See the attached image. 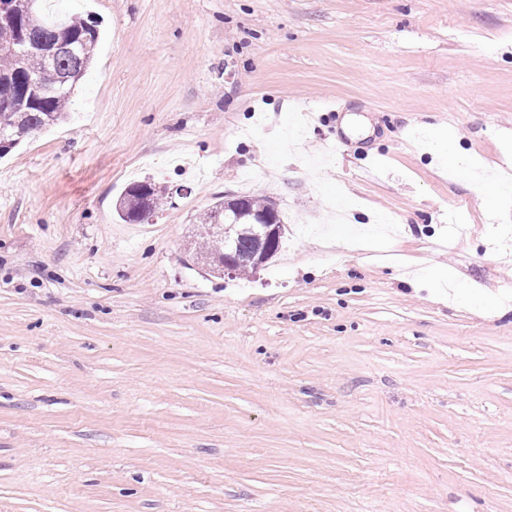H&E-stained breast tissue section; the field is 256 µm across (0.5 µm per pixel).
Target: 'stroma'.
<instances>
[{"label":"stroma","mask_w":512,"mask_h":512,"mask_svg":"<svg viewBox=\"0 0 512 512\" xmlns=\"http://www.w3.org/2000/svg\"><path fill=\"white\" fill-rule=\"evenodd\" d=\"M42 8L100 40L0 159V512H512V0ZM133 192H130V201L127 204V209L124 213L117 208L118 217L129 224H143L149 223V219L141 217L140 209H147L153 214L157 211V205L162 200L164 189L156 182H139L129 187ZM137 190H143L141 194L135 193ZM243 201L240 203L239 198L232 200H218L205 214L201 224L204 226H211V224H218L217 219L223 220V229L228 235L230 242V255L224 263V257L228 252V247L223 237L217 239L216 237L207 234L208 238L201 247L199 255H206L211 260L213 266H220L224 263L223 275L229 276L235 272L236 265L241 261L253 263L256 270L263 267L273 257L271 251L272 246L278 235V225L275 224L274 213H265L255 220V234L256 244L253 237V218L267 210L270 200L255 196H242ZM237 211H230L229 218L227 219L230 224H224V209L239 205ZM235 225L236 248L232 244L231 230ZM255 244V246H254ZM254 248V249H253ZM253 249V250H252ZM251 251V252H250ZM250 252V253H249Z\"/></svg>","instance_id":"obj_1"}]
</instances>
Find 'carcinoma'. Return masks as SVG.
I'll return each instance as SVG.
<instances>
[{
  "label": "carcinoma",
  "mask_w": 512,
  "mask_h": 512,
  "mask_svg": "<svg viewBox=\"0 0 512 512\" xmlns=\"http://www.w3.org/2000/svg\"><path fill=\"white\" fill-rule=\"evenodd\" d=\"M96 21L69 17L61 22L45 18L40 11L31 14L22 10L19 0H11L10 15L0 18V155L10 152L18 140L28 134L57 124L64 118L77 84L85 75L98 43ZM44 44L69 40L73 51L63 52L49 62L32 55L19 62L5 48L22 41ZM35 76L48 90V95L24 108L16 103L27 93L30 76ZM130 201L118 217L129 224H143L140 209H157L164 189L156 182H139L130 187ZM270 200L245 196L228 221L235 225L237 250L248 253L254 248L253 218L267 210ZM228 247L224 238H206L199 254L206 255L211 264L220 266Z\"/></svg>",
  "instance_id": "cac0c4a2"
}]
</instances>
